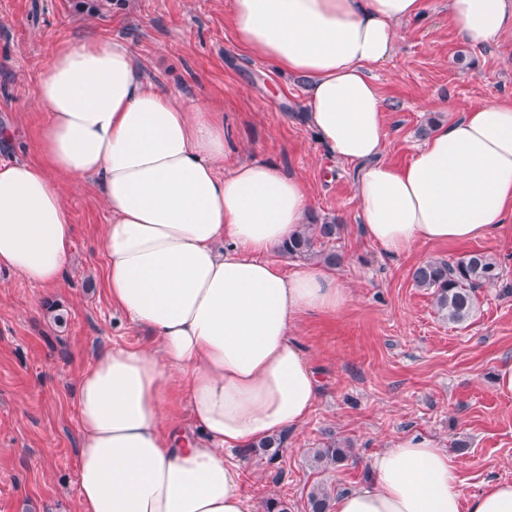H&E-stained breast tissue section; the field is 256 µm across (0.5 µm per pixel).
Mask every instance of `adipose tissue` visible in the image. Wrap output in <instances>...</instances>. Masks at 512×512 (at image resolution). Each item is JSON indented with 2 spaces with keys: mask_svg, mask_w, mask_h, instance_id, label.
Wrapping results in <instances>:
<instances>
[{
  "mask_svg": "<svg viewBox=\"0 0 512 512\" xmlns=\"http://www.w3.org/2000/svg\"><path fill=\"white\" fill-rule=\"evenodd\" d=\"M460 38L512 31V0H448ZM425 0H227L235 41L277 71L306 78L307 120L356 170L367 239L402 256L418 243L500 234L512 218V100L434 125L403 166L381 161L383 101L368 75ZM46 121L39 160L0 164V266L51 287L71 255L59 182L93 181L110 214L102 248L113 306L156 349L108 346L76 386L81 512H254L225 450L303 424L319 380L291 329L351 295L315 266L267 261L307 221L292 175L259 161L225 176L224 115L148 82L131 45L59 46L36 89ZM191 429L164 424L172 387ZM333 512H512V482L464 497L456 465L412 433L368 462Z\"/></svg>",
  "mask_w": 512,
  "mask_h": 512,
  "instance_id": "obj_1",
  "label": "adipose tissue"
}]
</instances>
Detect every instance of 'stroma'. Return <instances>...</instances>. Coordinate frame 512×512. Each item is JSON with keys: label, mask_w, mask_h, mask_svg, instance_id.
<instances>
[{"label": "stroma", "mask_w": 512, "mask_h": 512, "mask_svg": "<svg viewBox=\"0 0 512 512\" xmlns=\"http://www.w3.org/2000/svg\"><path fill=\"white\" fill-rule=\"evenodd\" d=\"M225 0H0V161H37L45 114L35 91L59 44L85 37L127 40L149 81L180 102L224 115L217 170L256 160L298 177L319 220L341 226L334 267L351 292L335 314H307L291 334L321 381L308 419L283 431L277 458L255 448L230 452L244 463L250 501L281 500L307 512L317 485L347 491L367 477L379 450L410 433L431 437L456 461L464 495L512 481V398L494 388L512 359V234L466 244H419L391 257L364 237L354 172L303 118L307 81L282 74L240 49ZM403 23L395 52L371 67L385 108L383 158L406 164L423 128L449 122L492 99L512 100V32L490 45L459 37L448 0H426ZM73 253L58 285L39 287L0 268V512H80L75 387L106 346L152 347L149 330L115 310L105 288L101 238L109 212L91 183H62ZM481 250L502 277L479 289L472 316L452 324L430 291L415 285L422 262ZM353 456L322 469L313 455L329 439Z\"/></svg>", "instance_id": "stroma-1"}]
</instances>
